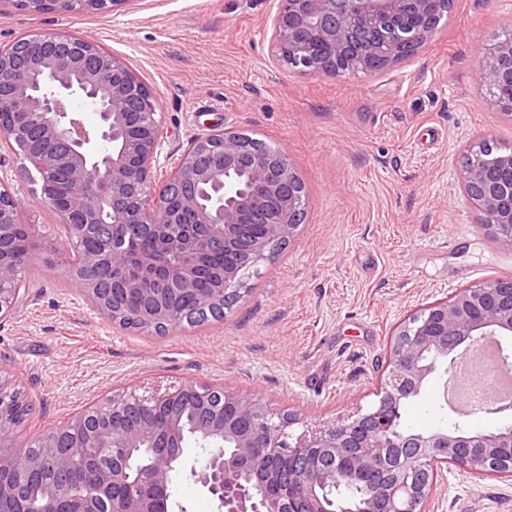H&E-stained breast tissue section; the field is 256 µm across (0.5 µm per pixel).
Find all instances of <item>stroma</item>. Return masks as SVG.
Returning <instances> with one entry per match:
<instances>
[{"mask_svg":"<svg viewBox=\"0 0 512 512\" xmlns=\"http://www.w3.org/2000/svg\"><path fill=\"white\" fill-rule=\"evenodd\" d=\"M278 0H126L103 13L0 11V45L36 34L100 42L153 91L169 170L193 138L224 129L281 150L304 189V216L259 264L223 319L164 334L127 330L69 279L65 229L36 169L0 144V184L19 220L56 251L34 252L15 307L0 316V368L34 407L24 442L131 386H224L295 432L370 409L390 334L456 290L512 278V242L495 237L462 184V157L487 141L512 150V114L491 108L478 70L512 33V0H453L449 18L415 54L371 74L315 76L273 63ZM434 374L403 413L407 431L463 421L472 432L512 424V411L460 419ZM204 452L183 445L172 499L217 512L190 475ZM426 512H512V478L442 472Z\"/></svg>","mask_w":512,"mask_h":512,"instance_id":"35a3bbf8","label":"stroma"}]
</instances>
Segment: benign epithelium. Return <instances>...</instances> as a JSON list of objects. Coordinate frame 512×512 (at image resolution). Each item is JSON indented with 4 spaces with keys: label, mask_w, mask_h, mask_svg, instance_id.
<instances>
[{
    "label": "benign epithelium",
    "mask_w": 512,
    "mask_h": 512,
    "mask_svg": "<svg viewBox=\"0 0 512 512\" xmlns=\"http://www.w3.org/2000/svg\"><path fill=\"white\" fill-rule=\"evenodd\" d=\"M107 12L127 0H0L34 13ZM440 0H279L271 20L273 60L310 74L343 77L386 68L430 39ZM480 78L512 89V40L502 43ZM92 105L98 124L89 129L73 106ZM158 101L128 65L94 39L48 33L0 47V143H29L43 172L45 202L61 213L70 244L90 234L100 247L82 257L71 275L103 315L121 327L168 322L169 304L195 292V259L224 250V287L286 243L301 219L303 188L286 155L250 148V137L218 131L193 140L177 166L157 179L162 126ZM112 144L108 151L99 143ZM64 172L61 200L52 176ZM462 179L481 222L512 242V152L492 163L463 166ZM19 223L12 193L0 185V314L20 289L5 290L26 269V252L10 244ZM146 237L157 249H174L177 263L156 265L136 255L130 242ZM112 272V288L138 293L151 305L125 310L106 292L98 272ZM512 338V280H489L431 303L397 326L387 345L377 403L328 427L294 434L296 417L271 415L248 395L191 382L174 390L138 394L73 418L64 430L72 447L105 453L108 461L86 476L90 493L73 512H169L171 472L190 434L209 448L191 470L218 500L222 512H424L439 472L453 465L471 474L512 477V466L492 469L512 447V426L471 433H413L400 427L404 405L418 397L433 374L450 376L449 362L475 343ZM172 401L180 410L163 428L149 422L127 431L125 403ZM233 406L255 426L245 428L223 409ZM144 449L147 460L135 452ZM26 453L19 424L0 422V468ZM364 482L355 509L336 489Z\"/></svg>",
    "instance_id": "benign-epithelium-1"
}]
</instances>
